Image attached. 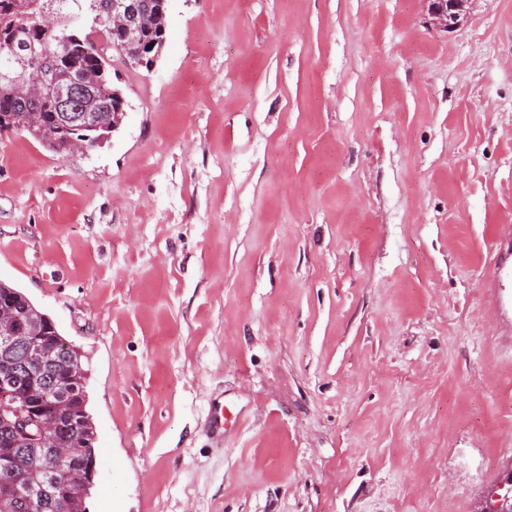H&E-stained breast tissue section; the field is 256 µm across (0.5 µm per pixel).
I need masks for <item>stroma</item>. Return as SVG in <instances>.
I'll list each match as a JSON object with an SVG mask.
<instances>
[{
	"label": "stroma",
	"instance_id": "obj_1",
	"mask_svg": "<svg viewBox=\"0 0 512 512\" xmlns=\"http://www.w3.org/2000/svg\"><path fill=\"white\" fill-rule=\"evenodd\" d=\"M112 83L98 147L0 136V280L81 355L88 512H472L512 465V0L448 33L170 0Z\"/></svg>",
	"mask_w": 512,
	"mask_h": 512
}]
</instances>
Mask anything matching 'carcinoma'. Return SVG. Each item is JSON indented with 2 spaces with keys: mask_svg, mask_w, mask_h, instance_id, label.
Returning <instances> with one entry per match:
<instances>
[{
  "mask_svg": "<svg viewBox=\"0 0 512 512\" xmlns=\"http://www.w3.org/2000/svg\"><path fill=\"white\" fill-rule=\"evenodd\" d=\"M53 2L58 20L54 36L46 38L39 31L40 15ZM111 0H0V134L26 132L44 149L56 156H65L64 139L74 137L93 148L112 135V122L124 113L112 95L100 88L112 89L107 51L130 53L143 43L166 38L167 16L154 17L151 28L141 30L136 37L124 39L112 34L107 21ZM34 58L39 76L49 87L75 77L91 86L94 93L74 103V111L89 116L104 113V122H74L61 130L57 112L45 99L22 100L15 92V83L25 71L18 60ZM13 300L16 314L24 317L28 303L26 296L13 286L0 281V300ZM80 365L78 353L69 349L49 363L28 365V369L13 378L12 392L17 403H26L34 411L51 408L55 387L67 382L71 370ZM87 410L84 386L71 396L68 407L55 411L56 426L52 439L42 434L40 427L31 424L28 434L17 438L0 426V451H10L12 464L0 466V495L15 488L32 486L37 491L33 498L28 492L13 496L9 512H87L85 503L72 499L82 474L83 459L70 462L62 474L59 487L40 485V461L51 455L56 447H70L76 441L84 442L86 456L95 457L96 433L81 425Z\"/></svg>",
  "mask_w": 512,
  "mask_h": 512,
  "instance_id": "1",
  "label": "carcinoma"
}]
</instances>
